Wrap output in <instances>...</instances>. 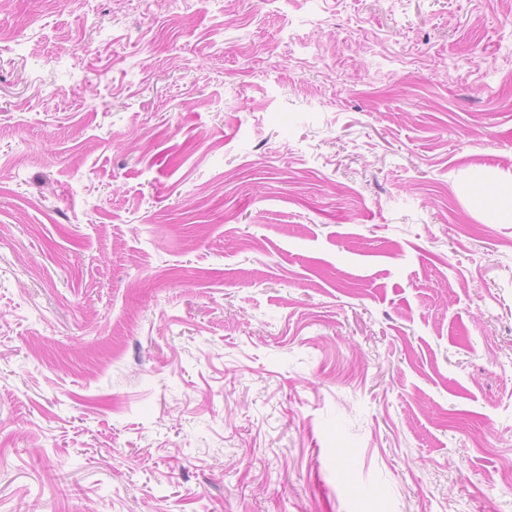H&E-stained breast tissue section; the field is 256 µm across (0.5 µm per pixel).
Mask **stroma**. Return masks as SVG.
<instances>
[{"instance_id":"35a3bbf8","label":"stroma","mask_w":512,"mask_h":512,"mask_svg":"<svg viewBox=\"0 0 512 512\" xmlns=\"http://www.w3.org/2000/svg\"><path fill=\"white\" fill-rule=\"evenodd\" d=\"M0 512H512V0H0Z\"/></svg>"}]
</instances>
